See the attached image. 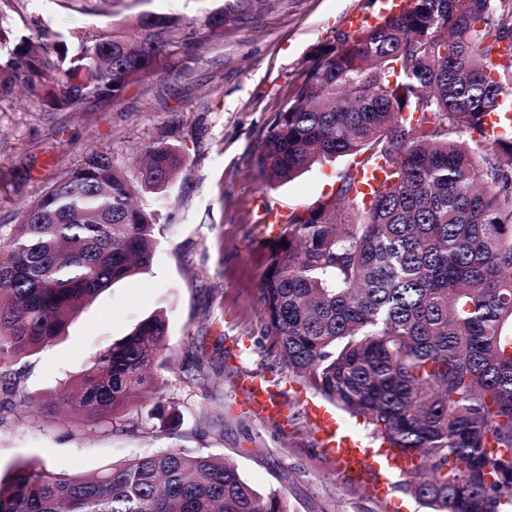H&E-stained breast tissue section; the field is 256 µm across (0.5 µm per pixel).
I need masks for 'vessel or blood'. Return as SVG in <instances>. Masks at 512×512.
Here are the masks:
<instances>
[{"label": "vessel or blood", "instance_id": "1", "mask_svg": "<svg viewBox=\"0 0 512 512\" xmlns=\"http://www.w3.org/2000/svg\"><path fill=\"white\" fill-rule=\"evenodd\" d=\"M245 388L251 412L268 418L280 416L281 406L268 379L247 377ZM307 413L321 450L337 463L345 475L367 482L378 496L384 498L391 493L389 471L403 473L409 470V463L390 457H375L361 439L340 434L336 416L328 406L311 402L307 405Z\"/></svg>", "mask_w": 512, "mask_h": 512}]
</instances>
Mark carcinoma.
Wrapping results in <instances>:
<instances>
[{
	"mask_svg": "<svg viewBox=\"0 0 512 512\" xmlns=\"http://www.w3.org/2000/svg\"><path fill=\"white\" fill-rule=\"evenodd\" d=\"M222 7L206 15L224 38ZM180 19L14 41L10 62L42 76L53 111L99 109L195 55ZM512 92V0H412L402 15L344 30L306 62L258 150L268 189L316 163L352 166L338 189L293 211L259 284L274 362L325 402L363 417L413 462L404 491L431 512L512 506V137L486 117ZM187 159L171 140L125 169L93 153L0 231V386L29 407L11 363L66 334L99 292L151 266L167 190ZM384 178L369 204L358 175ZM285 240L283 247L278 241ZM166 312L96 352L48 408L110 422L161 360ZM224 396V372L182 370ZM0 512H285L221 456L169 448L94 475L29 460L0 478Z\"/></svg>",
	"mask_w": 512,
	"mask_h": 512,
	"instance_id": "carcinoma-1",
	"label": "carcinoma"
}]
</instances>
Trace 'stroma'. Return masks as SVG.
Returning <instances> with one entry per match:
<instances>
[{
  "label": "stroma",
  "instance_id": "obj_1",
  "mask_svg": "<svg viewBox=\"0 0 512 512\" xmlns=\"http://www.w3.org/2000/svg\"><path fill=\"white\" fill-rule=\"evenodd\" d=\"M225 0H0V28L10 37L81 33L143 12L181 19L200 41L191 59L130 85L100 110L50 112L38 103L42 81L0 94V226L22 220L58 178L89 154L130 168L155 141L176 139L187 161L168 191L146 197L161 210L148 272L117 281L87 303L65 336L18 365L20 387L41 401L80 375L91 356L126 336L157 309L168 316V368L152 389L93 423L38 407L0 408V477L10 465L42 460L57 473L87 474L167 448L221 455L259 491H279L287 512H426L404 493V476L383 500L345 476L321 451L301 400L306 388L268 354L258 287L266 244L281 225L264 224L254 205L314 203L349 165L317 163L266 189L258 146L313 51L345 30L349 15L374 14L380 0H248L220 41H203V20ZM202 354L206 371L224 372V398H207L183 368ZM275 382L285 418L268 419L242 404V381ZM224 420L215 428L214 417Z\"/></svg>",
  "mask_w": 512,
  "mask_h": 512
}]
</instances>
